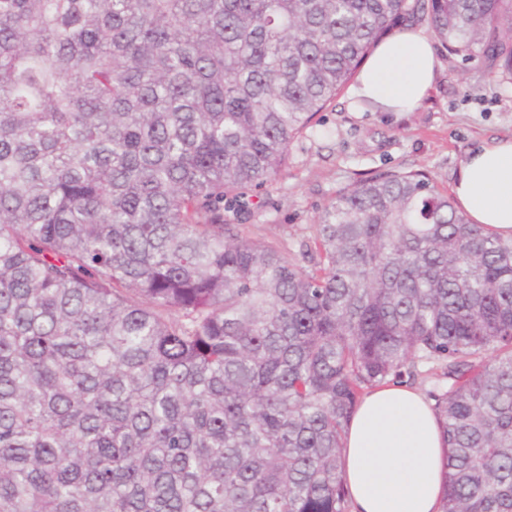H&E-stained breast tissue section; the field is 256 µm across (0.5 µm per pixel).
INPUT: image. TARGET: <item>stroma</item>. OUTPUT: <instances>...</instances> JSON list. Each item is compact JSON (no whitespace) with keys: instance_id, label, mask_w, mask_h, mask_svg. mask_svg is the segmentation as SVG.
Here are the masks:
<instances>
[{"instance_id":"35a3bbf8","label":"stroma","mask_w":512,"mask_h":512,"mask_svg":"<svg viewBox=\"0 0 512 512\" xmlns=\"http://www.w3.org/2000/svg\"><path fill=\"white\" fill-rule=\"evenodd\" d=\"M437 61L429 97L410 113L383 112L342 91L320 121L293 140L278 180L256 191L242 218L245 234L300 253L336 192L393 170L426 172L451 194L472 145L512 136V80L488 76L481 58L441 53Z\"/></svg>"}]
</instances>
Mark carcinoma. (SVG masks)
Wrapping results in <instances>:
<instances>
[{
	"instance_id": "cac0c4a2",
	"label": "carcinoma",
	"mask_w": 512,
	"mask_h": 512,
	"mask_svg": "<svg viewBox=\"0 0 512 512\" xmlns=\"http://www.w3.org/2000/svg\"><path fill=\"white\" fill-rule=\"evenodd\" d=\"M414 22L512 77V0H0V512H349L348 422L428 364L441 512H512V240L423 171L308 266L232 222Z\"/></svg>"
}]
</instances>
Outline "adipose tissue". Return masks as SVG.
Masks as SVG:
<instances>
[{"label": "adipose tissue", "instance_id": "adipose-tissue-1", "mask_svg": "<svg viewBox=\"0 0 512 512\" xmlns=\"http://www.w3.org/2000/svg\"><path fill=\"white\" fill-rule=\"evenodd\" d=\"M437 59L416 29L382 41L365 61L352 97L386 112H410L431 89ZM452 193L476 224L512 238V138L470 147ZM344 479L350 512H440L446 450L430 403L392 383L363 397L345 436Z\"/></svg>", "mask_w": 512, "mask_h": 512}]
</instances>
